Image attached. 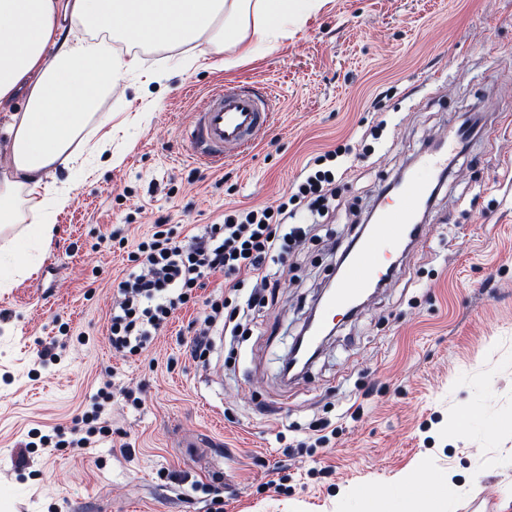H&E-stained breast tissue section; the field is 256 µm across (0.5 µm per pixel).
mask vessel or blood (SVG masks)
<instances>
[{
  "mask_svg": "<svg viewBox=\"0 0 512 512\" xmlns=\"http://www.w3.org/2000/svg\"><path fill=\"white\" fill-rule=\"evenodd\" d=\"M272 110L273 100L266 91L225 87L211 95L186 130L185 139L196 157L220 162L225 155L253 145L258 132L268 125ZM447 167L448 150L443 147L430 160L428 175L411 173L393 201L380 207L371 231L363 233L349 249L344 274L324 301L323 320H332L338 309L381 278L385 269L378 266L377 255L382 249H407L418 242L421 227L415 214L428 199L434 179Z\"/></svg>",
  "mask_w": 512,
  "mask_h": 512,
  "instance_id": "1",
  "label": "vessel or blood"
}]
</instances>
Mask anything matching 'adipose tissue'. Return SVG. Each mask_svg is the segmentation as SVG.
<instances>
[{
	"label": "adipose tissue",
	"instance_id": "adipose-tissue-1",
	"mask_svg": "<svg viewBox=\"0 0 512 512\" xmlns=\"http://www.w3.org/2000/svg\"><path fill=\"white\" fill-rule=\"evenodd\" d=\"M310 0H0V272H30V244L50 242L55 226L27 223L45 180L71 168L73 143L97 115L126 61L114 42L223 46L272 41Z\"/></svg>",
	"mask_w": 512,
	"mask_h": 512
}]
</instances>
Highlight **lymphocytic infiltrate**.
<instances>
[{"instance_id":"1","label":"lymphocytic infiltrate","mask_w":512,"mask_h":512,"mask_svg":"<svg viewBox=\"0 0 512 512\" xmlns=\"http://www.w3.org/2000/svg\"><path fill=\"white\" fill-rule=\"evenodd\" d=\"M338 155L333 149L317 156L315 170L276 209H229L221 222L180 240L165 222L153 224L151 234L129 253L131 266L112 298L113 351L126 357L147 351L175 312L193 301L205 278L216 271L227 277L229 290L251 283L244 300L246 309L263 307L265 292L276 286V275L289 253L310 232L309 225L293 223L292 208L302 204L310 215H322L334 197L336 173L329 164ZM111 404L110 388H101L90 411L75 419L70 447L83 448L95 437L108 436Z\"/></svg>"}]
</instances>
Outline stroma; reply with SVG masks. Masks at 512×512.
Segmentation results:
<instances>
[{"instance_id":"obj_1","label":"stroma","mask_w":512,"mask_h":512,"mask_svg":"<svg viewBox=\"0 0 512 512\" xmlns=\"http://www.w3.org/2000/svg\"><path fill=\"white\" fill-rule=\"evenodd\" d=\"M193 51L187 71L182 48L138 49L142 70L100 104L114 162L57 172L71 204L52 242L33 247V272L0 288V512H385L388 486L424 456L457 489L441 512H512V0H324L274 48L248 55L203 38ZM152 69L161 82H148ZM234 85L267 88L275 110L255 146L209 167L182 131ZM470 110L485 130L437 191L421 241L337 319L307 372L284 378L341 247ZM340 145L350 152L336 161L335 211L266 309L242 315L238 333L214 329L209 365L185 350L220 272L146 352H113V287L152 224L166 219L180 239L225 208L277 205L312 157ZM56 341L60 360L40 361ZM107 383L111 436L44 453L40 437L69 428ZM136 385L138 407L120 393ZM323 421L336 430L329 447L286 455ZM489 459L496 467L471 483Z\"/></svg>"}]
</instances>
